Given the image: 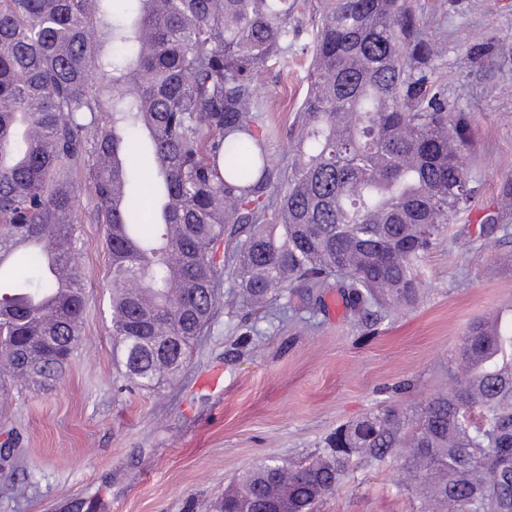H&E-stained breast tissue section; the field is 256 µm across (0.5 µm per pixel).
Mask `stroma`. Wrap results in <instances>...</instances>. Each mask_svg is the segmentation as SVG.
<instances>
[{"mask_svg":"<svg viewBox=\"0 0 512 512\" xmlns=\"http://www.w3.org/2000/svg\"><path fill=\"white\" fill-rule=\"evenodd\" d=\"M447 87L471 131L463 154L480 194L449 220L423 261L421 298L373 326L328 291L320 310L281 298L255 308L222 297L180 377L154 394L126 391L112 362L105 225L83 220L87 306L81 339L52 391L0 389V512H214L256 461L301 460L336 427L382 406L417 407L452 386L462 334L512 299V0H412ZM483 49L491 65L476 60ZM311 53L260 77L269 152L286 165L308 90ZM498 226L484 228L487 215ZM397 458L351 463L318 512H417Z\"/></svg>","mask_w":512,"mask_h":512,"instance_id":"stroma-1","label":"stroma"}]
</instances>
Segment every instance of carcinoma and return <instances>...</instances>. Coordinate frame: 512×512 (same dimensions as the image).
<instances>
[{
	"label": "carcinoma",
	"mask_w": 512,
	"mask_h": 512,
	"mask_svg": "<svg viewBox=\"0 0 512 512\" xmlns=\"http://www.w3.org/2000/svg\"><path fill=\"white\" fill-rule=\"evenodd\" d=\"M113 2L0 0V382L50 390L80 340L78 174L107 226L112 361L137 391L189 362L226 243L252 305L287 294L316 311L334 288L361 324L414 306L424 255L480 184L404 0H321L280 171L258 79L288 66L308 0H131L119 20ZM457 369L414 415L382 407L322 454L259 460L220 512H313L349 462L395 454L419 512H512V323L472 322Z\"/></svg>",
	"instance_id": "cac0c4a2"
}]
</instances>
